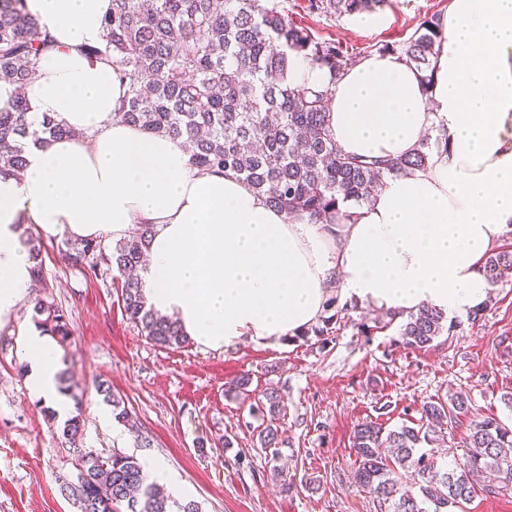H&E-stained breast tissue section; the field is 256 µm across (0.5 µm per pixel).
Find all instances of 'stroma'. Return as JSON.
Here are the masks:
<instances>
[{"label": "stroma", "mask_w": 512, "mask_h": 512, "mask_svg": "<svg viewBox=\"0 0 512 512\" xmlns=\"http://www.w3.org/2000/svg\"><path fill=\"white\" fill-rule=\"evenodd\" d=\"M314 38L367 55L408 40L419 23L447 13L450 0H390L370 14L339 16L310 0H271ZM44 276L73 328L65 362L76 384L86 449L159 461L175 480L173 500L201 512H376L353 481L350 434L365 419L393 428L416 418L424 402L463 391L474 411L512 420L501 402L512 392V276L493 288L479 322L456 318L429 348L403 345L398 322L365 334L376 310L348 304L328 344L299 336L275 345L230 349L155 347L126 317L121 280L86 278L61 256L62 238L42 235ZM32 300L0 326V512H77L59 476L73 475L61 445L64 421L27 388L29 365L17 329L35 324ZM249 377L247 390L235 382ZM108 381L135 414L138 429L117 422L94 388ZM284 409L263 411L265 393ZM281 430L280 460L258 449L253 429ZM153 445L139 447L138 432Z\"/></svg>", "instance_id": "obj_1"}]
</instances>
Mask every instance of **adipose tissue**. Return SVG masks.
Here are the masks:
<instances>
[{
	"label": "adipose tissue",
	"mask_w": 512,
	"mask_h": 512,
	"mask_svg": "<svg viewBox=\"0 0 512 512\" xmlns=\"http://www.w3.org/2000/svg\"><path fill=\"white\" fill-rule=\"evenodd\" d=\"M25 7L55 43L28 88L31 110L72 134L27 143L22 177L0 179V324L34 286L23 222L98 241L151 225L147 305L204 349L296 337L321 318L333 279L339 300L390 313L483 307V262L512 229V0H451L427 84L396 52L364 56L335 81L295 58L293 85L330 88L343 153L400 158L427 133L448 135L424 168L385 179L368 203L341 204L328 225L288 220L233 173L192 166L181 142L114 118L127 84L85 51L111 0ZM24 336L31 393L66 416L57 342Z\"/></svg>",
	"instance_id": "ef3b65f1"
}]
</instances>
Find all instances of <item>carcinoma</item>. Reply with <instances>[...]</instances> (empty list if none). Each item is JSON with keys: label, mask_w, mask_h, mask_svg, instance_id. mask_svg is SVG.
<instances>
[{"label": "carcinoma", "mask_w": 512, "mask_h": 512, "mask_svg": "<svg viewBox=\"0 0 512 512\" xmlns=\"http://www.w3.org/2000/svg\"><path fill=\"white\" fill-rule=\"evenodd\" d=\"M388 0H315L318 9L338 16L375 12ZM442 40L440 16L425 18L398 52L430 81L432 62ZM50 35L26 10L24 0H0V79L17 87L14 110L0 112V178L23 174L28 139H53L76 132L43 117L29 119L27 88L34 79ZM86 53L111 63L129 80L114 117L147 132L182 141L192 165L230 171L292 220L334 224L338 205L364 203L383 181L424 167L442 135L426 137L412 155L397 159L346 156L327 126L329 89L298 88L289 80L293 59L303 55L335 78L357 62L341 44L318 41L268 0H112L101 41ZM151 233L138 226L127 239L108 246L97 240L66 243L62 259L83 275L115 269L123 278L121 300L128 320L159 348L188 344L176 322L147 307L132 271L142 263ZM485 277L495 287L512 273V246L489 254ZM34 312L63 351L71 346L68 311L51 293L35 299ZM342 308L329 297L318 325L303 332L322 344L335 335ZM447 317L434 308L408 315L399 327L403 345L422 350L446 330ZM96 392L112 406L117 422L132 420L122 397L106 381ZM471 413L468 396L429 401L420 417L393 429L369 420L357 422L351 450L357 467L353 479L377 512H450L462 509L475 488L488 495L512 489V425L477 414L461 438L470 453L462 461L437 464L420 451L433 441L435 426L455 423ZM81 415L64 422L62 443L77 464L73 485L60 484L78 512H172L168 497L149 481L138 458L122 452L108 457L83 448ZM260 450L276 456L279 429L257 430Z\"/></svg>", "instance_id": "obj_1"}]
</instances>
